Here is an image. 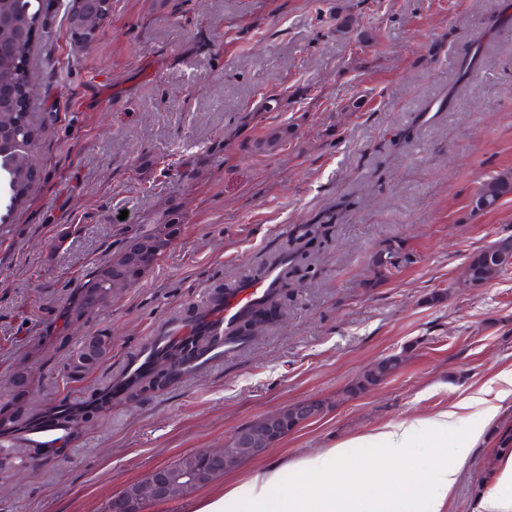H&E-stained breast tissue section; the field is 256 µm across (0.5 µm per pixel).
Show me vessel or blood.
Masks as SVG:
<instances>
[{
    "instance_id": "obj_1",
    "label": "vessel or blood",
    "mask_w": 512,
    "mask_h": 512,
    "mask_svg": "<svg viewBox=\"0 0 512 512\" xmlns=\"http://www.w3.org/2000/svg\"><path fill=\"white\" fill-rule=\"evenodd\" d=\"M278 281V269L273 266L267 267L259 274L241 281L237 288L228 292L222 304L209 310L204 322L195 325L184 322L171 324L160 336L154 337L140 352L138 358L126 367V376L130 377L147 369L151 364L154 350L170 342L200 331L212 336L223 335L225 327L231 326L249 306L262 300L270 289L276 287Z\"/></svg>"
}]
</instances>
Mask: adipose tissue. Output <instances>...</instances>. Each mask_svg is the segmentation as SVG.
Instances as JSON below:
<instances>
[{"instance_id": "adipose-tissue-1", "label": "adipose tissue", "mask_w": 512, "mask_h": 512, "mask_svg": "<svg viewBox=\"0 0 512 512\" xmlns=\"http://www.w3.org/2000/svg\"><path fill=\"white\" fill-rule=\"evenodd\" d=\"M457 420V411L448 410L390 426L378 436H362L361 441H381L387 461L401 466L416 430L424 427L444 434ZM344 453V446L338 445L304 455L295 465L297 483L286 491L277 488L278 468L258 470L245 482L206 499L197 512H443L468 455L467 449H453V464L437 465L422 479L409 477L403 490L396 492L387 488L381 473L351 482L342 466Z\"/></svg>"}]
</instances>
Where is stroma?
I'll return each mask as SVG.
<instances>
[{"mask_svg": "<svg viewBox=\"0 0 512 512\" xmlns=\"http://www.w3.org/2000/svg\"><path fill=\"white\" fill-rule=\"evenodd\" d=\"M340 13L369 38H338ZM45 31L30 102L44 118L37 178L0 224V388L14 402L89 399L168 321L257 274L298 225L328 215L335 227L251 343L166 392L113 402L53 457L16 449L0 512H101L157 467L310 398L328 411L150 512H195L271 465L289 488L306 453L455 405L447 435L418 429L407 465L424 475L443 449H468L447 512H481L502 491L494 448L512 398L474 444L481 415L467 401L512 371V273L475 289L458 278L471 253L512 235V196L470 206L481 179L512 170V0H112L88 43L67 0H50ZM476 47L483 60L456 88ZM270 96L280 105L263 110ZM274 131L285 138L269 151ZM169 212L181 231L147 274L65 324L85 272ZM392 241L412 261L376 281L372 258ZM97 333L111 353L71 377L72 351ZM398 353L396 372L349 395Z\"/></svg>", "mask_w": 512, "mask_h": 512, "instance_id": "stroma-1", "label": "stroma"}]
</instances>
